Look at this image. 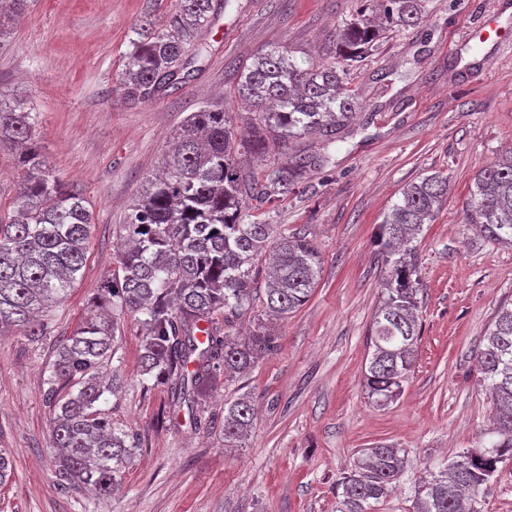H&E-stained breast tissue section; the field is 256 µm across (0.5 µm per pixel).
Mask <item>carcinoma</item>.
Segmentation results:
<instances>
[{"instance_id": "obj_1", "label": "carcinoma", "mask_w": 512, "mask_h": 512, "mask_svg": "<svg viewBox=\"0 0 512 512\" xmlns=\"http://www.w3.org/2000/svg\"><path fill=\"white\" fill-rule=\"evenodd\" d=\"M364 14L339 29L341 61L361 57L392 26L422 19L424 0H363ZM29 0H0V46ZM215 14L214 0H179L165 28L150 20L130 41L121 82L123 99L141 104L185 83L184 57L200 55ZM342 66L297 59L286 45L253 58L241 70L234 91L256 108L249 140L238 137L231 113L218 102L185 117L176 146L161 172L146 180L122 229L124 247L114 257L108 295L70 336L58 341L44 391L53 410L49 446L57 450V486L90 487L109 496L138 448L136 437L112 424L98 405L115 393L117 371L104 380L102 368L116 354L121 317L140 314L144 328L140 373L167 389L169 403L187 405L196 423L217 421L224 446L242 444L253 420L251 402L224 404V419L206 413L217 376L243 373L277 347L264 331L240 340L222 331L229 316L249 309L258 278L256 260L272 251L265 272L266 308L286 318L310 297L321 270L318 250L307 237L275 235L274 225L245 221V206L262 207L288 197L308 171L321 165L317 154L290 153L292 140L318 133L332 142L353 119L356 101L345 89ZM0 146L18 156L23 180L14 215L0 222V334L11 327L47 333L36 318L57 307L81 275L94 215L79 189L64 184L35 140L30 102L0 99ZM273 149L285 160L255 175L242 156L262 158ZM448 178L434 173L406 185L401 199L377 229L385 267L383 299L369 326L371 358L364 373L368 398L386 407L404 391L420 338V292L411 239L446 201ZM468 223L488 239L512 247V154L483 166L474 179ZM481 381L493 400L489 445L467 448L445 468L429 471L415 486L414 512H482L483 486L512 461V306L497 311L478 353ZM405 456L387 444L362 448L338 484L336 512H371L397 487Z\"/></svg>"}]
</instances>
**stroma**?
<instances>
[{"label": "stroma", "mask_w": 512, "mask_h": 512, "mask_svg": "<svg viewBox=\"0 0 512 512\" xmlns=\"http://www.w3.org/2000/svg\"><path fill=\"white\" fill-rule=\"evenodd\" d=\"M361 0H227L188 54L182 89L136 106L120 89L130 41L143 20L164 26L178 0H31L0 47V97L28 99L41 151L79 188L95 224L81 282L46 316V336L0 334V448L13 473L0 512H336L337 487L359 449L402 448L395 493L374 512H413V490L466 448L488 444L492 415L477 350L498 308L512 302V249L467 221L474 178L512 149V0H427L422 20L392 29L352 62L358 102L335 142L306 136L295 151L325 152L288 198L251 211L253 222L307 236L321 258L309 300L268 321L263 293L235 317L231 335L268 326L276 351L245 375L219 381L209 410L241 396L257 418L241 447L221 427L197 428L171 412L168 394L140 373L143 328L121 319L116 355L123 388L101 408L140 446L110 499L62 491L48 446L44 380L58 340L73 332L111 278L125 223L144 178L160 169L175 131L199 105L233 90L238 67L288 44L296 57L336 63V36ZM497 32L486 35L487 20ZM448 178V199L412 242L422 289L421 339L400 398L379 408L363 386L368 330L382 299L376 229L408 183Z\"/></svg>", "instance_id": "obj_1"}]
</instances>
